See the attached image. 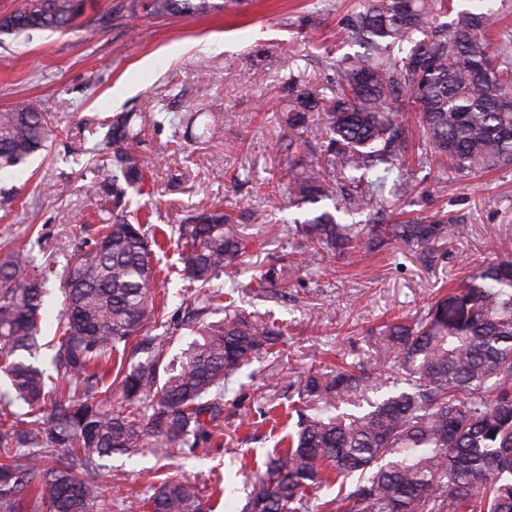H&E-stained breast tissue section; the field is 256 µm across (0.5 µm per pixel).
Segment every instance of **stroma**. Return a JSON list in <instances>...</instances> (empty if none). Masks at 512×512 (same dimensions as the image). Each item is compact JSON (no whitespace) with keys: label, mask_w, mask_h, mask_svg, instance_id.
<instances>
[{"label":"stroma","mask_w":512,"mask_h":512,"mask_svg":"<svg viewBox=\"0 0 512 512\" xmlns=\"http://www.w3.org/2000/svg\"><path fill=\"white\" fill-rule=\"evenodd\" d=\"M142 2L87 0L86 15L98 26L91 36L80 27L0 34V110L29 99L58 121L31 163L0 174V189L16 195L12 212L0 218V239L27 244L36 260L51 255L65 264L77 244L74 224L95 209L83 187L94 176L90 158L101 125L112 113L135 112L142 120L140 155L154 168L152 195L133 196V208L153 209V223L166 229L192 209L245 204L235 230L250 247L223 280L235 288L238 306L255 311L256 275L299 247L282 231L298 215L285 189L288 159L279 149L288 132V66L297 62L301 78L331 96L334 73L322 54L350 53L340 20L352 0H247L237 12L168 18L143 14ZM209 123L220 127L216 137L205 136ZM416 178L417 194L399 200L398 210L457 219L461 232L446 253L428 266L391 245L339 259L326 273L289 267L288 298L274 306L288 324L282 355L233 379L223 417L193 453L113 456L129 480L113 489L112 512H128L126 496L147 490L163 473L205 489L217 482L236 488L216 512H241L257 468L295 430L288 408L309 370L328 372L343 359L382 370L367 338L371 329L394 316L425 314L439 290L458 284L473 266L512 257V170L447 182L425 170ZM156 262L168 271L160 283L168 317L185 319L182 302L193 293L176 244L157 252Z\"/></svg>","instance_id":"stroma-1"}]
</instances>
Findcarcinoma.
<instances>
[{"label": "carcinoma", "mask_w": 512, "mask_h": 512, "mask_svg": "<svg viewBox=\"0 0 512 512\" xmlns=\"http://www.w3.org/2000/svg\"><path fill=\"white\" fill-rule=\"evenodd\" d=\"M86 0H22L0 17V34L63 31L79 24ZM150 15L206 14L212 0H145ZM494 0L470 10L462 0H358L342 19L359 51L339 60L327 98L299 86L286 115L290 202H322L295 220L305 238L301 262L332 270L338 258L398 244L428 264L459 232L454 218L369 224L397 197H411V172L448 179L512 168V34L496 31ZM321 113L309 124L310 113ZM55 117L31 101L0 111V169L46 147ZM96 166L112 177L86 194L112 200L60 267L36 263L23 247L0 250V512H110L105 477L114 454L146 450L174 458L208 439L224 414L232 378L278 353L287 325L247 313L215 283L249 248L218 204L185 217L177 235L182 274L204 294L189 311L194 339L177 357L178 328L158 301L163 248L153 212L129 211L127 190L145 193L148 164L138 158L134 116L108 117ZM351 218H336L334 212ZM287 268L264 270L252 290L278 301ZM59 282L62 309L45 340V297ZM467 314L448 299L406 324L386 323L368 339L390 371L363 363L309 371L300 383L296 430L255 476L242 512H512V258L474 269L455 288ZM224 317L213 321L216 310ZM333 484L336 497L322 501ZM194 483L167 474L134 495L146 512H211Z\"/></svg>", "instance_id": "cac0c4a2"}]
</instances>
